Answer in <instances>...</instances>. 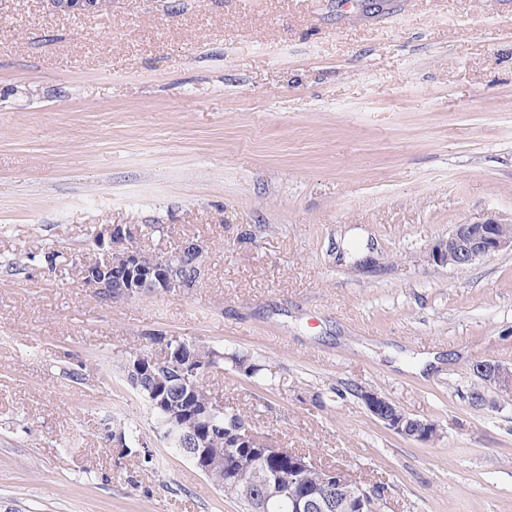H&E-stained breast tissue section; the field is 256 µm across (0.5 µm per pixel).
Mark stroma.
Listing matches in <instances>:
<instances>
[{"mask_svg": "<svg viewBox=\"0 0 512 512\" xmlns=\"http://www.w3.org/2000/svg\"><path fill=\"white\" fill-rule=\"evenodd\" d=\"M490 214L512 216V0H0V512H239L125 380L160 336L266 365L207 389L383 486L376 512H512V398L471 400L477 362L512 366V251L428 258ZM105 224L202 241L204 279L101 299L77 262ZM45 3L53 12L94 13L100 9L97 0H46ZM362 401L372 416L382 422L387 429L398 435L416 437L420 442H430L440 437V428L437 423L413 417L409 418L395 404H393L394 408H391V410L401 411V414L392 413L389 409V400L375 391H363ZM410 419L421 421L415 422Z\"/></svg>", "mask_w": 512, "mask_h": 512, "instance_id": "1", "label": "stroma"}]
</instances>
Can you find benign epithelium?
Segmentation results:
<instances>
[{
	"instance_id": "benign-epithelium-1",
	"label": "benign epithelium",
	"mask_w": 512,
	"mask_h": 512,
	"mask_svg": "<svg viewBox=\"0 0 512 512\" xmlns=\"http://www.w3.org/2000/svg\"><path fill=\"white\" fill-rule=\"evenodd\" d=\"M53 12L94 13L100 9L98 0H46ZM96 241L98 256L102 261L99 268L84 281V285L105 300L130 299L143 294V288L151 293L167 291L171 288H196L205 275V245L195 239L182 242L178 251L160 256L147 252L137 246L125 249L116 248V241L131 240V228L123 224H105L98 230ZM512 250V219L489 217L483 221H465L454 227L448 238L437 240L430 249L429 259L439 266H453L463 269L475 261L498 253ZM189 256L195 264V277L183 278L181 269L184 257ZM126 369L133 378L132 385L150 378L155 371L161 370L158 359L151 353L140 352L129 358ZM184 376L198 375L193 344L184 346L182 357ZM474 373L490 390L501 395H512V367L495 360L478 363ZM362 401L368 412L389 430L398 435H411L420 442H430L440 437L439 425L435 422H415L408 415L393 413L389 409V400L375 391H363ZM153 406L158 408L163 420L169 426L168 437L205 477H210L216 466L229 464L233 468L251 475L245 485V493L255 502L256 512H277L286 507L289 512H326L323 499L305 489L296 493L281 485L269 474L262 473L258 461L240 458L239 445L248 443L255 431L241 427L224 438V447H210L212 437L224 433L217 424V417L223 409L216 405H204L196 411L174 404L164 398ZM323 485L336 492V504L345 508V512H370L375 501L374 491L354 481L339 467L324 469Z\"/></svg>"
}]
</instances>
